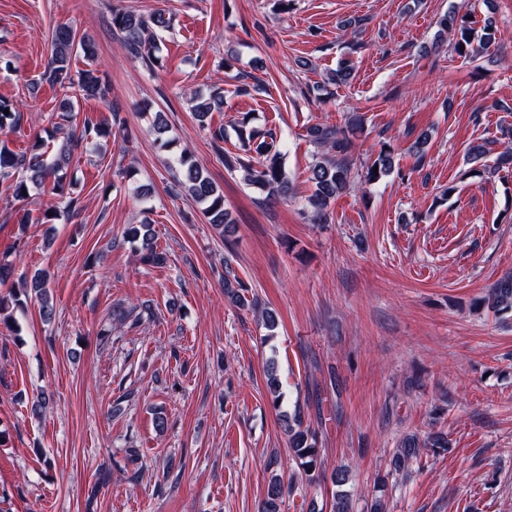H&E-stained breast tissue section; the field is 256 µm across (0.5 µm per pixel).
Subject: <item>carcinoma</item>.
<instances>
[{
	"mask_svg": "<svg viewBox=\"0 0 512 512\" xmlns=\"http://www.w3.org/2000/svg\"><path fill=\"white\" fill-rule=\"evenodd\" d=\"M442 30L450 31L456 39V47L468 46L472 39V28L465 19L455 15H446L440 21ZM112 27L122 34L123 44L131 58L151 67L155 52V31L169 27V19L165 12L158 10L149 15L137 14L124 8L112 9ZM78 52L86 58L94 55L93 45L85 38H77L73 28L59 25L52 35V53L44 79L53 87L72 90V96L66 97L60 103L59 118L70 124L62 141L51 157L41 151V144L32 146L31 152H16L9 147L5 136L9 135L21 122V113L10 108L5 101H0V178H13L9 189L16 198L23 197L22 190H31L50 186L48 194L66 200L67 213L74 214L77 206L75 198L70 196V184L66 183L67 170L74 151L89 143L91 133L97 127L85 120L83 127L72 125L75 108L79 100L97 99L107 101L109 89L93 70H81L72 74V56ZM190 109L194 112L201 127L208 130L217 152L224 160V166L229 169H240L243 178L249 185L267 189L276 195L286 196L291 190L290 182L285 171L283 154L280 151L273 133L260 135L248 129V117H243L238 129L241 150L245 156L230 155L224 152V125L217 126L208 122L209 116L224 104V94L212 91L205 94L201 91L192 93L189 99ZM9 114H4V110ZM363 118L353 116L346 127L314 125L308 128V137L312 142L327 147L335 152L334 157L313 163L309 168L308 180L314 186L310 202L315 209V221L322 223L328 220L327 209L331 201L352 188L349 149L350 136L362 128ZM153 132L164 148L174 151V186L187 189L194 201L202 206V213L207 222L218 229H224L231 223L229 211L224 207L223 193L210 179L207 171L198 164L193 155L186 149L175 151L177 143L166 137L168 124L162 113L157 112L152 122ZM394 169L391 152L381 150L377 158L368 167L365 179L368 182L379 180ZM125 236L139 243L140 262L148 267L162 268L167 264L166 252L158 247L153 240L151 224L143 221L131 224L125 230ZM50 276L41 271L31 279L30 291L41 300V314L49 321L54 314L49 287ZM224 288L241 307H257V301L249 299L246 285L240 281L232 282L224 277ZM482 302L494 313L512 312V275L498 281L490 288ZM24 301L21 295L10 293L0 296V320H14V313H24ZM270 392L273 404L281 405V384L276 374V362L270 360L266 365ZM448 447L447 435L436 433L424 442L410 437L401 442L394 454V468L398 471L409 468L419 462L422 449ZM288 454L298 470L305 475L322 468L323 460L318 448L316 431L303 425L301 414H294L288 421ZM332 483L336 486V512H352L349 509V494L343 490L347 484L346 472L340 468L331 473ZM284 487L276 476L270 478L263 512H280L283 504Z\"/></svg>",
	"mask_w": 512,
	"mask_h": 512,
	"instance_id": "1",
	"label": "carcinoma"
}]
</instances>
